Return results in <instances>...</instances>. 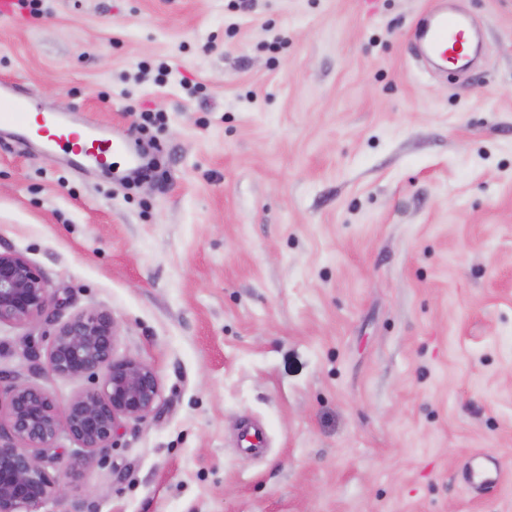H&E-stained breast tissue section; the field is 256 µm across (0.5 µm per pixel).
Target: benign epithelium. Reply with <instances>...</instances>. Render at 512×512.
<instances>
[{"mask_svg": "<svg viewBox=\"0 0 512 512\" xmlns=\"http://www.w3.org/2000/svg\"><path fill=\"white\" fill-rule=\"evenodd\" d=\"M46 280L20 253L0 249V326L50 317ZM116 324L107 311L73 316L55 331L45 366L59 377L102 375L101 386L84 390L60 407L47 389L18 377L0 401V512H38L64 485L45 470L62 433L79 445L83 465L111 447L123 422L157 408L160 386L152 367L114 354Z\"/></svg>", "mask_w": 512, "mask_h": 512, "instance_id": "7a95c632", "label": "benign epithelium"}]
</instances>
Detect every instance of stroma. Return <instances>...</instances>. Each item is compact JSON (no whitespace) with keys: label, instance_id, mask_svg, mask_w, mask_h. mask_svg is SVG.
<instances>
[{"label":"stroma","instance_id":"stroma-1","mask_svg":"<svg viewBox=\"0 0 512 512\" xmlns=\"http://www.w3.org/2000/svg\"><path fill=\"white\" fill-rule=\"evenodd\" d=\"M38 7L0 17V80L159 165L128 188L0 129V244L54 298L0 371L66 405L92 382L52 336L109 311L160 385L84 468L60 434L39 512H512V0ZM440 8L483 36L461 78L412 49ZM499 475V465L493 457L477 454L470 458L464 481L469 489L479 490L494 484Z\"/></svg>","mask_w":512,"mask_h":512}]
</instances>
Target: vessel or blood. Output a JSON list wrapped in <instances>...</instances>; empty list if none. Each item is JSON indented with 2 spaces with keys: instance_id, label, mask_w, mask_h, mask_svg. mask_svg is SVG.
<instances>
[{
  "instance_id": "1",
  "label": "vessel or blood",
  "mask_w": 512,
  "mask_h": 512,
  "mask_svg": "<svg viewBox=\"0 0 512 512\" xmlns=\"http://www.w3.org/2000/svg\"><path fill=\"white\" fill-rule=\"evenodd\" d=\"M475 32L469 19L461 14L443 11L433 13L420 33L424 53L440 61L458 62L465 58ZM14 127L45 139L51 145H64L82 156L97 154L104 158L122 157L128 169L141 164L140 155L122 135L97 137L89 124L68 125L45 112L34 92L21 82L0 81V128ZM500 475L497 461L488 455L471 456L465 483L472 490L494 484Z\"/></svg>"
}]
</instances>
